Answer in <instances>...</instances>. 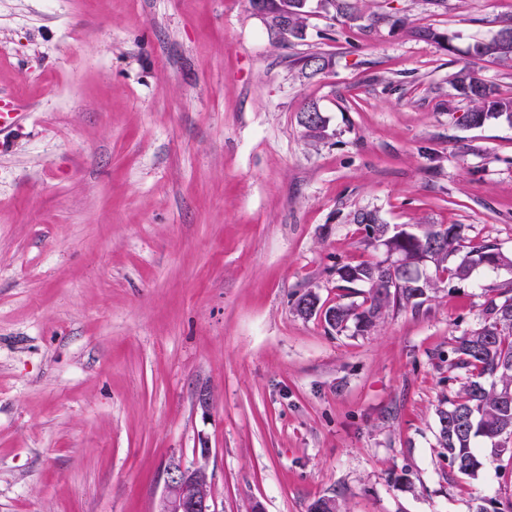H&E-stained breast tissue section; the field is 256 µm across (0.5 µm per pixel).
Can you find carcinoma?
<instances>
[{
	"mask_svg": "<svg viewBox=\"0 0 512 512\" xmlns=\"http://www.w3.org/2000/svg\"><path fill=\"white\" fill-rule=\"evenodd\" d=\"M331 2L340 24L363 18L357 5L346 0ZM469 53L512 61V44L500 39L497 33L475 41ZM450 83L459 97L472 104L465 115L471 126L480 127L502 117L512 122V99L498 97L494 88L474 76L468 66L454 72ZM354 221L364 227L367 236H376L388 251L402 256L404 264L396 269V288L385 287L387 270L378 261L338 268L340 288L363 285L368 288V296L359 305L338 302L329 306L335 320L331 329L337 332L350 323L361 332H371L391 310L422 305L439 288V283L466 281L490 258L496 268H512V254L495 244L464 245L461 224L447 225L448 234L443 235L435 224H418L413 230L396 231L372 210L358 211ZM424 257L434 264L435 274L428 281L419 282L414 273ZM484 313L483 325L459 337L448 360V383L458 380L459 371L467 375V381L448 392L447 406L437 412L438 445L446 451L449 463L466 476L475 475L482 466L476 449L479 440L489 443L498 455L507 452L512 456V446L507 450L497 446L500 439L512 437V404L505 403V397L512 396V289L489 297Z\"/></svg>",
	"mask_w": 512,
	"mask_h": 512,
	"instance_id": "obj_1",
	"label": "carcinoma"
}]
</instances>
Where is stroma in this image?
Listing matches in <instances>:
<instances>
[{
	"label": "stroma",
	"mask_w": 512,
	"mask_h": 512,
	"mask_svg": "<svg viewBox=\"0 0 512 512\" xmlns=\"http://www.w3.org/2000/svg\"><path fill=\"white\" fill-rule=\"evenodd\" d=\"M361 8L282 47L248 0H0V512H154L204 443L218 512L512 505V457L458 473L436 415L512 270L370 333L294 310L378 258L360 210L512 253V123L466 125L448 82L467 62L512 98V65L468 55L512 0Z\"/></svg>",
	"instance_id": "obj_1"
}]
</instances>
